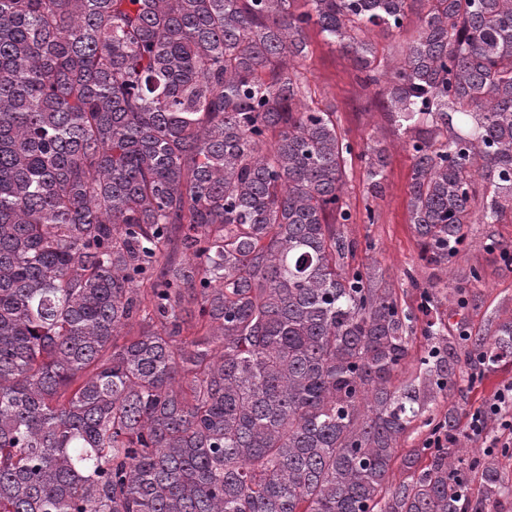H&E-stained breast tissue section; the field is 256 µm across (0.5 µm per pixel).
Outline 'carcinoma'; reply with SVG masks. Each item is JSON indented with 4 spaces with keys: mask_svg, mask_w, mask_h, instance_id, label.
Listing matches in <instances>:
<instances>
[{
    "mask_svg": "<svg viewBox=\"0 0 512 512\" xmlns=\"http://www.w3.org/2000/svg\"><path fill=\"white\" fill-rule=\"evenodd\" d=\"M312 28L407 136L428 265L512 220V0H0V512L512 504L435 408L512 365V316L468 334L472 266L454 336L355 263L349 172L380 196L390 154L315 105ZM416 21L417 18L415 16H412L411 20L409 21V24L407 25L406 30L400 36L396 37L387 35L383 31L375 30L372 33V39L377 45L379 54L392 57L395 56L397 54V46L410 36L414 29Z\"/></svg>",
    "mask_w": 512,
    "mask_h": 512,
    "instance_id": "cac0c4a2",
    "label": "carcinoma"
}]
</instances>
